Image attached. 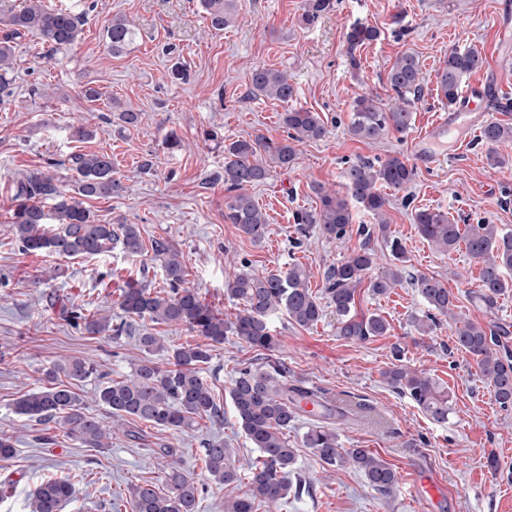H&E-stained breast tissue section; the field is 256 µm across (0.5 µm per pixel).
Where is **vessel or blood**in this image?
<instances>
[{
    "instance_id": "vessel-or-blood-1",
    "label": "vessel or blood",
    "mask_w": 512,
    "mask_h": 512,
    "mask_svg": "<svg viewBox=\"0 0 512 512\" xmlns=\"http://www.w3.org/2000/svg\"><path fill=\"white\" fill-rule=\"evenodd\" d=\"M481 82H474L460 98L456 111L436 118L413 143V153L416 160L425 165L435 164L441 155L437 152L438 144L448 138L450 129L456 128L460 119H467L469 127H476L485 122L488 115L479 102ZM410 493L420 504L423 512H432L433 508L442 500L444 489L436 480L426 477L413 478Z\"/></svg>"
}]
</instances>
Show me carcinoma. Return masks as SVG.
<instances>
[{"label":"carcinoma","mask_w":512,"mask_h":512,"mask_svg":"<svg viewBox=\"0 0 512 512\" xmlns=\"http://www.w3.org/2000/svg\"><path fill=\"white\" fill-rule=\"evenodd\" d=\"M200 6L214 31H222L233 21L236 0H200ZM335 0H306L300 22L310 25L333 11ZM86 21V13L67 8L50 9L44 0H26L16 13L0 20L9 27L12 37L0 41V93L10 83L14 68L11 39L28 32L40 38L51 51L75 46ZM381 29L368 22L356 21L345 31L349 64L357 69L358 48L375 42ZM136 27L124 16H114L106 28L112 54L123 52L134 43ZM484 58L476 47L453 48L436 74V91L453 104L465 76L481 68ZM395 93V103L387 106L377 95L365 93L352 103L347 126L359 141H376L391 133L404 134L413 120L412 102L425 94L424 76L418 55L400 54L387 74ZM250 91L255 97L286 103L295 93L288 72L258 66L249 76ZM285 135L273 140L263 135L237 139L224 144V191L228 194L224 220L240 233L260 241L267 232L266 214L247 192V187L265 182L276 168L295 165L298 146L317 141L326 135L320 114L304 107L281 113ZM480 140L487 145V161L493 167L505 164L498 149L512 145V122L493 119L481 128ZM415 171L401 154L374 163L358 160L345 170L344 189L340 194L313 187L319 206L295 215L299 225L314 224L331 239H342L352 224L350 202H355L377 219L361 233L374 234L390 243L396 263L368 280L366 275L374 260L370 249L363 247L325 274L324 293L336 313V335L349 342H365L384 336L389 330L386 319L376 313H355V294L363 283L375 295H385L404 279L405 249L390 235L385 219L387 199L380 186L405 189L414 180ZM125 190L112 176V159L100 152L72 153L64 160L55 158L29 171L13 185L15 208L11 229L26 252H46L59 259L93 257L113 247L132 256L148 255L162 263L167 290L153 291L142 281L127 284L120 294V322L112 323L110 314L86 315L80 306L63 307L62 315L71 326L90 336H113L127 333L130 325L142 321L185 326L203 341L166 347L158 337L145 331L138 337L148 352L166 353L161 368L148 360L139 364L127 378L115 381L86 359L74 358L46 371L49 385L29 390L15 401L16 414L46 423H54L84 448L98 451L110 447L112 434L140 440L143 434L130 427L140 422L150 427L182 432L198 426L199 421L224 422V411L215 400L214 390L204 376L212 351L235 336L249 347L272 351L278 340L273 334L272 319L281 312L288 320L304 328L324 318V306L307 287L306 270L298 264L256 275L244 265L225 281L224 292L238 301L233 318L206 304L196 288L189 285L188 271L176 244L165 237L143 239L137 224H101L86 206V201L109 199ZM419 235L443 252L451 253L459 245L482 263L480 298L491 308L497 299L512 288L505 272L512 271V231L496 224H467L465 228L450 222L440 210L419 209L414 213ZM428 312L412 317L413 326L422 335L439 326L440 317L453 322L457 349L468 354L493 387L499 406L512 408V351L500 349L498 337L508 334L503 326H483L454 312V296L437 278L418 275L412 278ZM64 376L69 382L58 381ZM92 376L99 378L93 401L104 407L111 425L84 412L83 399L74 383ZM387 383L407 395L427 416L437 423L448 420L451 412L448 394L435 379L404 364H394L383 372ZM234 417L253 448L258 451L247 472L242 473L233 459V449L212 442L204 448V467L214 483L224 490V512H256V503L277 505L305 490L302 479L291 482L297 453L288 443V428L304 412L302 403L318 399L319 418H343L346 410L316 389H308L288 379V366L275 357L264 364H248L235 372L229 391ZM303 445L326 464H349L364 474L368 485L379 493L394 489L397 472L369 448H343L336 432L323 423L313 424L303 435ZM165 489L152 482L128 487L132 512H198V482L178 467L164 468ZM75 492L74 478L65 475L43 480L28 495L29 512H61Z\"/></svg>","instance_id":"1"}]
</instances>
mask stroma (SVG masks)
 Returning <instances> with one entry per match:
<instances>
[{
    "label": "stroma",
    "mask_w": 512,
    "mask_h": 512,
    "mask_svg": "<svg viewBox=\"0 0 512 512\" xmlns=\"http://www.w3.org/2000/svg\"><path fill=\"white\" fill-rule=\"evenodd\" d=\"M45 3L86 13L87 21L73 50L50 53L35 36L17 39L10 92L0 95V432L17 440L15 456L0 465V479L8 475L16 481L0 512H29L31 490L45 477L67 474L80 475L78 497L87 512H131L126 504L113 509L112 500L131 484L160 481L165 461L151 447L159 439L175 448V462L205 485L200 512H222L224 493L202 464L205 443L221 440L234 448L243 471L257 455L236 423L229 390L240 364L258 362L260 355L236 337L215 348L207 371L225 410L223 423L203 421L182 433L150 427L142 443L118 434L110 448L98 451L81 447L60 428L54 443L41 444L43 424L13 412L15 399L45 384L47 369L75 357L102 364L115 380L145 360L166 363L163 354L146 355L136 332L89 336L60 315L61 305L74 303L90 314L105 311L120 318L118 300L126 281L145 270L152 286L162 289L160 265L118 248L62 263L44 252L22 251L9 226L14 179L50 157L111 153L113 175L125 190L89 201L91 211L100 222L136 224L144 238L164 236L177 243L191 286L224 316L238 307L225 294L224 282L244 263L257 274L298 263L308 272L310 290L321 295L328 268L362 245L374 254L372 274L390 267L394 258L382 239L360 235L361 226L374 223L361 209H354V228L341 241L314 227L300 230L295 212L315 208L313 185L341 190L348 163L394 153L410 156L412 142L433 114L447 109L436 93L435 74L452 47L473 45L482 53L483 66L467 75V82L482 80L488 92L512 89V44L499 40L501 27H512V0H338L334 12L307 27L299 22L304 0H238L231 26L220 33L209 30L198 0ZM116 15L127 16L138 31L136 41L117 56L105 40V27ZM357 20L378 24L383 33L357 51L360 66L354 69L344 32ZM406 50L418 55L426 78L410 129L372 143L354 140L347 130L353 99L372 92L391 103L394 93L386 76ZM177 61L186 64L187 81L171 80L169 68ZM259 65L288 71L295 87L290 103L250 96L248 75ZM88 85L98 89L100 101L84 98ZM290 105L318 112L328 133L300 145L297 165L276 170L251 188L268 218V232L256 243L224 220L223 143L258 134L281 139L280 115ZM126 109L141 113L137 127L123 128L118 115ZM77 123L91 126L94 138L71 141L68 128ZM171 133L181 142L174 150L165 144ZM500 153L505 165L490 167L487 147L476 139L464 152L417 166L408 188L386 189V217L405 247L408 273L439 279L454 295L458 314L512 326V291L487 312L474 297L478 260L462 246L449 254L437 251L412 220L415 210L434 208L458 224L512 230V146ZM147 159L153 162L148 172L141 168ZM58 264L65 276L44 279V271ZM355 310L385 317L387 335L355 344L337 336L334 311L311 328L282 315L273 322L279 340L274 355L285 360L290 379L364 403V410L334 421L338 440L345 448L371 449L397 472L399 483L384 495L368 486L358 469L321 462L301 442L311 422L303 414L289 430L288 442L310 490L277 506L260 504L256 512H419L408 490L419 471L446 489L434 512H512V409L499 407L476 363L456 348L449 323L420 335L410 318L423 314L426 305L406 282L387 295L361 289ZM397 358L447 389L452 407L447 422H434L388 385L383 373ZM491 455L497 459L493 468L487 463Z\"/></svg>",
    "instance_id": "1"
}]
</instances>
